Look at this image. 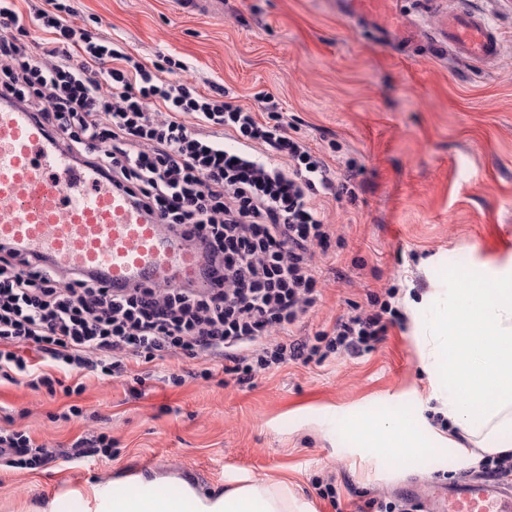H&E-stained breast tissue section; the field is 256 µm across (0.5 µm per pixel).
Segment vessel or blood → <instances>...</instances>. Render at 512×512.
Wrapping results in <instances>:
<instances>
[{
    "mask_svg": "<svg viewBox=\"0 0 512 512\" xmlns=\"http://www.w3.org/2000/svg\"><path fill=\"white\" fill-rule=\"evenodd\" d=\"M399 0H336V13L409 47L418 28ZM449 52L480 66L501 51L486 16L458 0L442 33ZM0 244L65 271L103 277L109 288L139 281L200 285L204 262L179 234L149 218L125 194L77 163L17 105H0ZM442 512H512V492L465 480L445 491Z\"/></svg>",
    "mask_w": 512,
    "mask_h": 512,
    "instance_id": "obj_1",
    "label": "vessel or blood"
}]
</instances>
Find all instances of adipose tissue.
<instances>
[{"instance_id":"1","label":"adipose tissue","mask_w":512,"mask_h":512,"mask_svg":"<svg viewBox=\"0 0 512 512\" xmlns=\"http://www.w3.org/2000/svg\"><path fill=\"white\" fill-rule=\"evenodd\" d=\"M432 329L428 373L448 381L447 443L457 435L490 454L512 452V277L468 284ZM367 454L406 460L424 446L396 415L355 422ZM48 512H307L284 483L254 481L217 496L184 479L137 477L135 486L93 485L53 499Z\"/></svg>"}]
</instances>
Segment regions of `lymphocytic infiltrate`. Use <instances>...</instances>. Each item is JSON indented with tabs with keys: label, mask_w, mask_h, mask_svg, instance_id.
Instances as JSON below:
<instances>
[{
	"label": "lymphocytic infiltrate",
	"mask_w": 512,
	"mask_h": 512,
	"mask_svg": "<svg viewBox=\"0 0 512 512\" xmlns=\"http://www.w3.org/2000/svg\"><path fill=\"white\" fill-rule=\"evenodd\" d=\"M73 12L64 0L24 12L0 0V98L33 112L64 150L181 231L210 285L139 283L115 294L0 246V380L70 397L87 375H129L139 397L147 376L130 373L127 359L180 357L197 366L170 370V385L212 381L217 359L243 385L291 361L320 366L372 351L405 325L391 288L331 329L294 338L321 296L316 257L331 247L320 203L356 201L354 164L333 171L273 97L252 108L216 82L201 92L181 57L146 63L123 41L73 25ZM52 456L29 431L0 429V465L32 470Z\"/></svg>",
	"instance_id": "1"
}]
</instances>
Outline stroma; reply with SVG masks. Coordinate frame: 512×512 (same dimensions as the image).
<instances>
[{"mask_svg": "<svg viewBox=\"0 0 512 512\" xmlns=\"http://www.w3.org/2000/svg\"><path fill=\"white\" fill-rule=\"evenodd\" d=\"M500 32L501 54L481 69L438 34L448 0L403 7L426 35L403 50L336 14L334 0H72L75 25L124 39L143 60L177 54L200 91L226 86L237 103L278 101L289 123L329 165L354 160L352 204L324 203L343 245L319 259L328 286L300 333L330 328L348 302L400 288L408 316L377 349L318 367L288 364L252 387L163 381L179 361H157L145 396L129 378L86 379L85 415L50 416L67 404L25 383H0V413L19 416L37 440L68 445L85 430L111 435L106 462L55 456L34 470L0 469V512H44L69 488L136 475L177 476L226 492L241 477L283 480L311 512H356L360 494L423 501L481 451L448 447L437 422L448 382L425 369L422 339L461 276L484 282L512 272V0H471ZM402 415L428 445L413 465L363 452L352 423ZM333 478L338 505L320 498Z\"/></svg>", "mask_w": 512, "mask_h": 512, "instance_id": "1", "label": "stroma"}]
</instances>
